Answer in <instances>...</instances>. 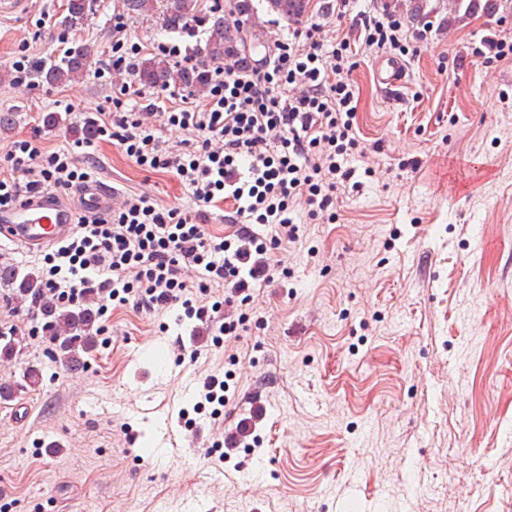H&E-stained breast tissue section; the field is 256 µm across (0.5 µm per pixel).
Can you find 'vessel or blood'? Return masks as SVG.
<instances>
[{
	"label": "vessel or blood",
	"instance_id": "vessel-or-blood-1",
	"mask_svg": "<svg viewBox=\"0 0 512 512\" xmlns=\"http://www.w3.org/2000/svg\"><path fill=\"white\" fill-rule=\"evenodd\" d=\"M376 77L386 92H395L407 79L405 64L399 59L383 62ZM112 205V188L101 180L85 182L72 201L51 190L25 197L0 207V243L31 252L53 247L74 233L79 216L104 219Z\"/></svg>",
	"mask_w": 512,
	"mask_h": 512
}]
</instances>
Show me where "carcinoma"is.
<instances>
[{
    "mask_svg": "<svg viewBox=\"0 0 512 512\" xmlns=\"http://www.w3.org/2000/svg\"><path fill=\"white\" fill-rule=\"evenodd\" d=\"M310 0H266V10L285 22H296L308 12ZM127 14L132 18L160 15L169 32H182L187 24L199 22L204 25V40L200 53L211 67L224 64V58L231 49L247 46L249 30L235 23L218 9L209 15H201L200 0H124ZM480 0H448V23L460 22L479 11ZM93 10V0H67L65 12L58 20L64 30L83 28ZM96 66L93 49L86 45H75L62 56L40 69V79L50 86H65L79 80ZM138 82L157 88L179 84L188 88L201 89L205 79L200 71L186 69L171 63L163 55H154L141 63ZM14 291L20 299L30 298L38 303L37 312L42 320L44 338L52 346L55 359L68 369L82 367V355L92 352L96 346L99 326L97 312L82 304L62 307L41 294L42 282L35 273L17 266L0 267V285ZM18 336L0 334V359L15 358ZM41 370L28 366L22 374V381L0 379V400L8 401L23 388H35L40 384Z\"/></svg>",
    "mask_w": 512,
    "mask_h": 512,
    "instance_id": "carcinoma-1",
    "label": "carcinoma"
}]
</instances>
